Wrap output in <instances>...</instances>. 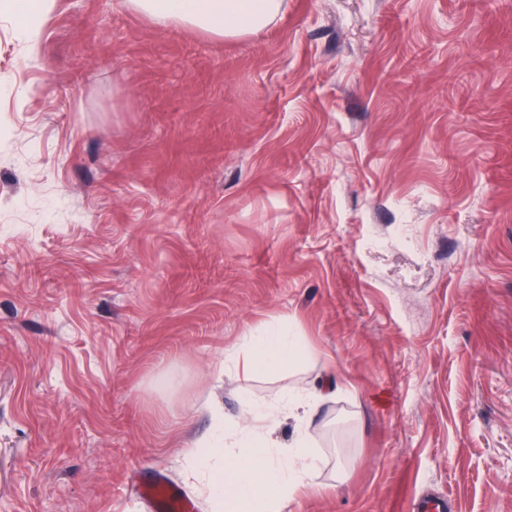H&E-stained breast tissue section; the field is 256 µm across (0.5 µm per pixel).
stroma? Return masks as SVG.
<instances>
[{
  "instance_id": "1",
  "label": "stroma",
  "mask_w": 512,
  "mask_h": 512,
  "mask_svg": "<svg viewBox=\"0 0 512 512\" xmlns=\"http://www.w3.org/2000/svg\"><path fill=\"white\" fill-rule=\"evenodd\" d=\"M275 321L301 370L225 363ZM328 380L283 512H512V0L0 12V512H209L187 443ZM158 26H179L218 39L254 35L281 12V0H124ZM141 488L154 502L159 512H192L193 504L176 487L171 485L160 472L152 474L141 484Z\"/></svg>"
}]
</instances>
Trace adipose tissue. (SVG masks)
<instances>
[{"instance_id": "obj_1", "label": "adipose tissue", "mask_w": 512, "mask_h": 512, "mask_svg": "<svg viewBox=\"0 0 512 512\" xmlns=\"http://www.w3.org/2000/svg\"><path fill=\"white\" fill-rule=\"evenodd\" d=\"M126 5L162 27L179 26L218 39L254 35L281 12V0H125ZM306 354L302 339L287 323L267 325L244 337L228 353L232 362L263 372L283 371ZM191 465L208 488L212 512H281L298 491H319L313 475L316 456L304 430L287 447L272 444L263 429L245 426L225 440L223 423L195 443Z\"/></svg>"}]
</instances>
